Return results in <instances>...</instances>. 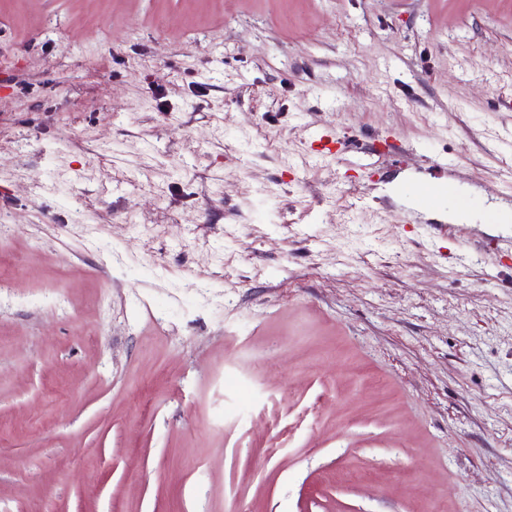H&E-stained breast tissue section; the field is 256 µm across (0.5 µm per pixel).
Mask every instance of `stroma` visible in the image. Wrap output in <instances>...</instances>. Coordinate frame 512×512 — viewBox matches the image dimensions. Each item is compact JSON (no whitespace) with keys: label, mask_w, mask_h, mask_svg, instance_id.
<instances>
[{"label":"stroma","mask_w":512,"mask_h":512,"mask_svg":"<svg viewBox=\"0 0 512 512\" xmlns=\"http://www.w3.org/2000/svg\"><path fill=\"white\" fill-rule=\"evenodd\" d=\"M509 167L512 0H0V512H512ZM448 183L436 182L430 185L429 191L426 193L416 191V195L420 197L418 199L419 208L423 211L433 210L440 202L448 199Z\"/></svg>","instance_id":"obj_1"}]
</instances>
